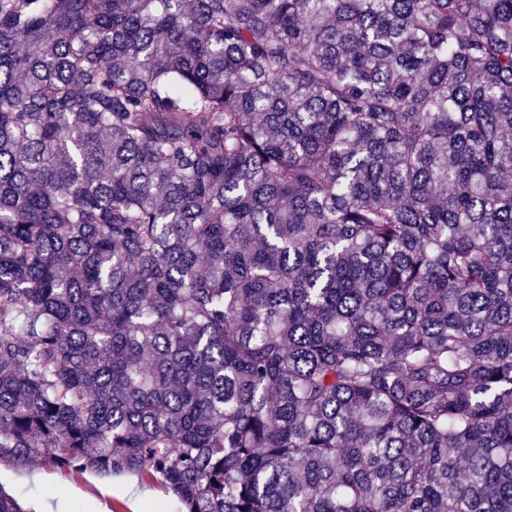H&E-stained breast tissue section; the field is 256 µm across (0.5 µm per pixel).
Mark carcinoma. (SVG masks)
Wrapping results in <instances>:
<instances>
[{
  "instance_id": "1",
  "label": "carcinoma",
  "mask_w": 512,
  "mask_h": 512,
  "mask_svg": "<svg viewBox=\"0 0 512 512\" xmlns=\"http://www.w3.org/2000/svg\"><path fill=\"white\" fill-rule=\"evenodd\" d=\"M0 462L512 512V0H0Z\"/></svg>"
}]
</instances>
